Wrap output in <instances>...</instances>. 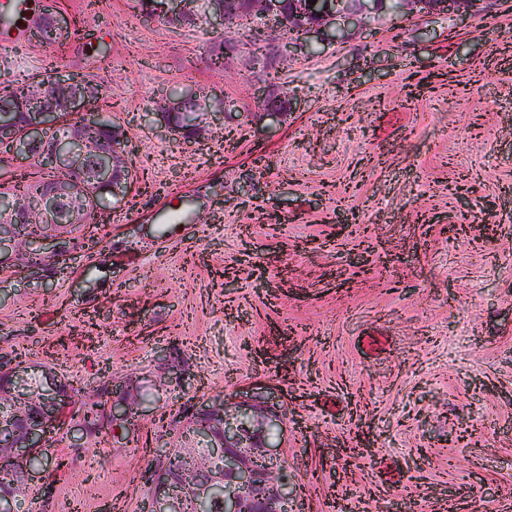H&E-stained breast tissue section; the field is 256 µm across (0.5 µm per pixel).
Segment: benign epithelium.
Listing matches in <instances>:
<instances>
[{
  "label": "benign epithelium",
  "instance_id": "obj_1",
  "mask_svg": "<svg viewBox=\"0 0 512 512\" xmlns=\"http://www.w3.org/2000/svg\"><path fill=\"white\" fill-rule=\"evenodd\" d=\"M188 0H154V18L175 20L188 12ZM217 7L203 18L210 25L224 26L232 5L244 4L241 13L248 19L265 18L273 28L265 27V38L273 32L284 33L283 0H214ZM292 14L301 26V38L290 39L282 51L309 39L310 35L330 36L340 17L377 13L380 0H363L358 8H347L342 0H290ZM494 0H405L407 9L423 13L476 15ZM74 73L60 72L48 92L49 105L26 116L21 130L14 135L10 163L15 168L29 165L35 154H44L53 164L54 177L38 191L40 205L19 211L0 198V261L19 263L31 252L43 257L42 267H54L64 260L75 245L60 240L69 228L85 223L95 196L110 192L127 197L135 185L133 169L121 147L114 146L107 155V172L96 178L86 174L84 161L101 153L100 146L85 138L81 129L100 120V113L90 110L72 90ZM73 120L72 135L65 141L48 140L47 132L61 117ZM47 224L49 231L30 241L15 235L19 224ZM8 389L7 399H0V446H7L15 461L16 472L8 487L0 490V512H14V502L26 494L38 474L36 452L45 447L49 433L59 425L62 413L60 399L65 383L51 371L33 384L25 378L21 367L0 365V386ZM138 400L118 395L107 405V415L114 427L130 422ZM280 420L271 405L265 414L251 420V410L241 404L233 413L228 407L212 406L192 420V448L178 449L189 465L169 471L167 464L152 471L153 495L147 512H185L189 499L213 498L223 493V512H282L288 500L290 480L287 471L272 466L266 433Z\"/></svg>",
  "mask_w": 512,
  "mask_h": 512
}]
</instances>
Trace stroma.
<instances>
[{
	"label": "stroma",
	"instance_id": "35a3bbf8",
	"mask_svg": "<svg viewBox=\"0 0 512 512\" xmlns=\"http://www.w3.org/2000/svg\"><path fill=\"white\" fill-rule=\"evenodd\" d=\"M61 2L72 41L109 47L95 81L152 190L74 228L96 247L67 265L0 266V356L159 417L81 448L59 429L17 512H146L145 471L225 400L279 403L288 512H512V0L373 14L292 56L271 44L264 71L140 0ZM6 54L37 81L83 66ZM187 85L230 115L190 142L155 117ZM361 427L371 449L342 466Z\"/></svg>",
	"mask_w": 512,
	"mask_h": 512
}]
</instances>
